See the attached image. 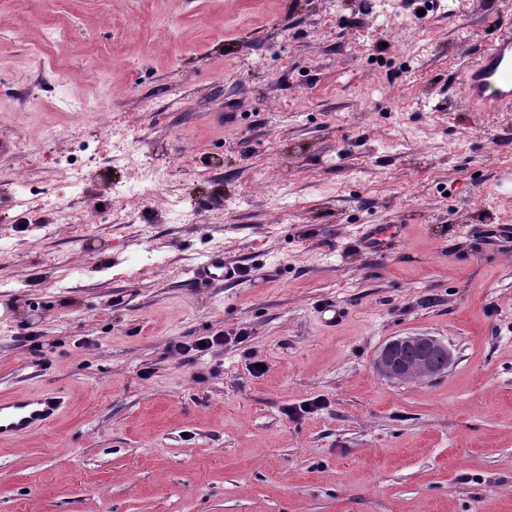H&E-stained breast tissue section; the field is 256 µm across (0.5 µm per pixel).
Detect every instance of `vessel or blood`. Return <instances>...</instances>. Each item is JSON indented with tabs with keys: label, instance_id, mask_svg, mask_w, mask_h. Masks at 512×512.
<instances>
[{
	"label": "vessel or blood",
	"instance_id": "vessel-or-blood-1",
	"mask_svg": "<svg viewBox=\"0 0 512 512\" xmlns=\"http://www.w3.org/2000/svg\"><path fill=\"white\" fill-rule=\"evenodd\" d=\"M467 99L483 112H512V31H498L461 73ZM398 224H371L362 234L366 247L384 248L401 238ZM238 267L215 251L196 267L197 279L230 282ZM64 401L55 393L0 402V440L19 438L32 429L50 424L62 411Z\"/></svg>",
	"mask_w": 512,
	"mask_h": 512
}]
</instances>
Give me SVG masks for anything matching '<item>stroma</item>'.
Segmentation results:
<instances>
[{
    "instance_id": "1",
    "label": "stroma",
    "mask_w": 512,
    "mask_h": 512,
    "mask_svg": "<svg viewBox=\"0 0 512 512\" xmlns=\"http://www.w3.org/2000/svg\"><path fill=\"white\" fill-rule=\"evenodd\" d=\"M502 26L512 0H0V399H64L0 443V512H512V112L459 85ZM215 250L248 277L193 281ZM408 332L445 373L377 375ZM402 224H369L362 234L363 243L368 248H384L402 237ZM453 361L448 344L424 332L389 339L376 353L373 368L389 381L429 380L447 371Z\"/></svg>"
}]
</instances>
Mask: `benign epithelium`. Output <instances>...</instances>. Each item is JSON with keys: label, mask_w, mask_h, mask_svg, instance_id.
<instances>
[{"label": "benign epithelium", "mask_w": 512, "mask_h": 512, "mask_svg": "<svg viewBox=\"0 0 512 512\" xmlns=\"http://www.w3.org/2000/svg\"><path fill=\"white\" fill-rule=\"evenodd\" d=\"M453 361L448 344L424 332L389 339L376 353L373 368L389 381L429 380L447 371Z\"/></svg>", "instance_id": "obj_1"}]
</instances>
